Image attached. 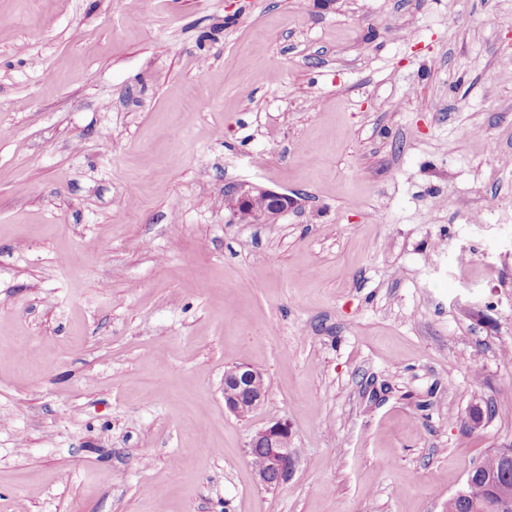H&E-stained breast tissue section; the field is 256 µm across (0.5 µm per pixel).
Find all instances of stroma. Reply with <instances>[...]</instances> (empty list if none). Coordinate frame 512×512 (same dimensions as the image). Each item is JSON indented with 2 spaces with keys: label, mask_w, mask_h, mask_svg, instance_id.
Masks as SVG:
<instances>
[{
  "label": "stroma",
  "mask_w": 512,
  "mask_h": 512,
  "mask_svg": "<svg viewBox=\"0 0 512 512\" xmlns=\"http://www.w3.org/2000/svg\"><path fill=\"white\" fill-rule=\"evenodd\" d=\"M510 156L512 0H0V512H443L512 445ZM296 200L286 194L250 181L230 182L224 186V207L229 211V223L248 216L252 224H274L294 207ZM263 373L250 365L239 364L224 371V407L238 417L261 408L266 398ZM248 453H252L254 467L263 465L264 453L265 462L261 469H256L255 474L263 487L276 489L288 480L296 461L297 452L292 448V432L285 421H275L258 429L248 443Z\"/></svg>",
  "instance_id": "35a3bbf8"
}]
</instances>
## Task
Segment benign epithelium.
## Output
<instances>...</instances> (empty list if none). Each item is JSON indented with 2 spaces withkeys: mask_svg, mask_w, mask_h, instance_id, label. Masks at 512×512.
<instances>
[{
  "mask_svg": "<svg viewBox=\"0 0 512 512\" xmlns=\"http://www.w3.org/2000/svg\"><path fill=\"white\" fill-rule=\"evenodd\" d=\"M296 200L286 194L250 181L224 185V207L229 211L228 223L235 224L243 216L254 224H273L294 207ZM263 373L250 365H234L224 371V407L238 417H246L261 408L266 398ZM248 447L262 448L264 466L255 470L263 487L276 489L288 480L296 461L292 448V432L287 422L275 421L258 429Z\"/></svg>",
  "mask_w": 512,
  "mask_h": 512,
  "instance_id": "7a95c632",
  "label": "benign epithelium"
}]
</instances>
